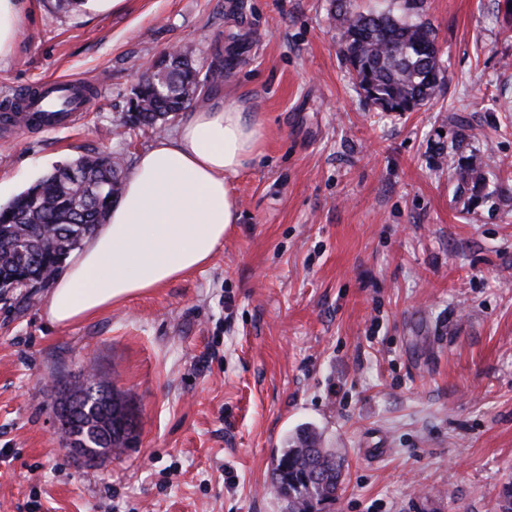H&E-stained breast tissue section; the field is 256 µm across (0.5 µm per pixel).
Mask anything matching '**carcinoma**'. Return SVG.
I'll return each mask as SVG.
<instances>
[{
    "label": "carcinoma",
    "mask_w": 512,
    "mask_h": 512,
    "mask_svg": "<svg viewBox=\"0 0 512 512\" xmlns=\"http://www.w3.org/2000/svg\"><path fill=\"white\" fill-rule=\"evenodd\" d=\"M424 0H404L402 16L391 12H355L349 0H331V15L340 26L341 52L365 98L382 112H413L435 96L444 83L440 49L433 28L416 19ZM224 55L216 54L206 72L196 52L163 53L151 75L132 91L120 126L128 131L158 128L204 99L201 82L224 78ZM487 163L480 155L466 157L456 171L460 192H479ZM121 159L90 152L59 166L11 200L0 204V282L59 271V257L69 258L105 223L121 194ZM115 439L93 443L98 449L124 447L132 434L115 430ZM345 459L323 446L321 436L304 429L289 439L272 460V484L288 499V512H313L334 501L343 484Z\"/></svg>",
    "instance_id": "obj_1"
}]
</instances>
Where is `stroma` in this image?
I'll return each instance as SVG.
<instances>
[{"label":"stroma","instance_id":"1","mask_svg":"<svg viewBox=\"0 0 512 512\" xmlns=\"http://www.w3.org/2000/svg\"><path fill=\"white\" fill-rule=\"evenodd\" d=\"M331 0H25L0 107L58 78L92 91L70 125L0 132V200L90 151L126 166L155 139L115 126L152 57L232 68L208 100L261 117L232 181L242 218L209 264L69 327L48 289L0 298V512H288L287 437L345 458L320 512H498L512 479V13L425 0L446 80L381 112L346 68ZM489 156L462 195L452 163ZM133 406L129 446L89 462L53 409L86 361Z\"/></svg>","mask_w":512,"mask_h":512}]
</instances>
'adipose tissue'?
I'll return each mask as SVG.
<instances>
[{
    "instance_id": "obj_1",
    "label": "adipose tissue",
    "mask_w": 512,
    "mask_h": 512,
    "mask_svg": "<svg viewBox=\"0 0 512 512\" xmlns=\"http://www.w3.org/2000/svg\"><path fill=\"white\" fill-rule=\"evenodd\" d=\"M263 141L259 117L218 101L140 151L106 224L55 279L50 321L79 322L207 264L240 221L232 181Z\"/></svg>"
}]
</instances>
